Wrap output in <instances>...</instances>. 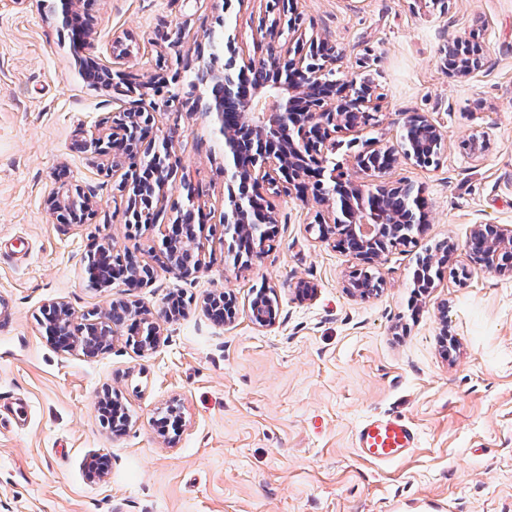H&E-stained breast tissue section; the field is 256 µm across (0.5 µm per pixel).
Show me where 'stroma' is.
Instances as JSON below:
<instances>
[{
  "label": "stroma",
  "instance_id": "obj_1",
  "mask_svg": "<svg viewBox=\"0 0 512 512\" xmlns=\"http://www.w3.org/2000/svg\"><path fill=\"white\" fill-rule=\"evenodd\" d=\"M270 2L79 0L80 48L61 0H0V512H512V272L471 267L464 249L474 225L512 226V0H448L444 12L431 0H294L306 37L335 45L336 80L372 74L380 96L377 124L337 134L330 163L373 187L355 157L395 143L403 112L428 115L447 141L438 165L401 161L385 176L420 190L429 222L417 245L378 264V296L346 293L354 261L310 231L322 211L312 197L270 195L272 240L250 267L227 265L215 114L154 115L180 160L175 181L191 183L215 226L189 276L160 267L158 230L135 234L119 177L75 146L116 108L111 87L83 79L87 64L143 92L171 77L186 90L212 31L265 57ZM159 28L172 34L161 47ZM465 38L481 44L484 66L446 69L441 49ZM478 131L488 144L472 155L462 143ZM63 183L96 201L92 223L58 222L51 197ZM102 239L154 266L152 281L88 288L84 259ZM443 239L468 277L416 296L419 249ZM301 280L313 298L297 295ZM264 286L278 295L270 328L249 316ZM218 289L237 298L232 324L201 307ZM111 296L157 316L172 299L186 306L153 353L118 336L103 356L65 354L38 325L48 301L80 315ZM107 388L132 418L118 432L101 421ZM172 403L179 423L160 429ZM389 414L416 427L417 448L393 464L364 461L355 427Z\"/></svg>",
  "mask_w": 512,
  "mask_h": 512
}]
</instances>
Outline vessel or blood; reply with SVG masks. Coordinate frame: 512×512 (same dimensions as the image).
<instances>
[{
    "label": "vessel or blood",
    "instance_id": "obj_1",
    "mask_svg": "<svg viewBox=\"0 0 512 512\" xmlns=\"http://www.w3.org/2000/svg\"><path fill=\"white\" fill-rule=\"evenodd\" d=\"M417 429L398 416H371L354 431V447L365 460L377 464L400 461L417 446Z\"/></svg>",
    "mask_w": 512,
    "mask_h": 512
}]
</instances>
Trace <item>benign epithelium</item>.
Returning <instances> with one entry per match:
<instances>
[{"mask_svg":"<svg viewBox=\"0 0 512 512\" xmlns=\"http://www.w3.org/2000/svg\"><path fill=\"white\" fill-rule=\"evenodd\" d=\"M293 0H280L278 17L263 29V38L276 41L284 34L298 32ZM229 53L226 69H236V78L246 81L250 72L265 67L281 77L272 85L251 89L242 100L236 121L224 122V102L210 95L194 99L187 105L181 93L155 89V97L139 99L134 108L112 113V124L98 127L82 140L86 153L98 160L124 159L133 172L124 174L119 188L130 193V224L136 231L158 226L159 216L170 189V180L179 159L172 152L169 139L158 135L153 112L164 108L172 112H216L218 133L224 140L225 197L224 237L229 240L227 257L235 267H247L259 257L270 238V225L276 223L273 207L266 204L262 189L304 196L309 188L325 206V214L310 225L322 241L355 242L348 253L357 261L345 281V290L353 295H376L385 286L374 269L382 255L392 249L418 242L427 221L426 205L413 188L383 182L374 189H364L346 172L327 170V153L336 147V133H358L377 119L379 109L373 80L337 82L327 79L336 62L335 49L324 39H315L308 53L293 55L287 50L262 59L241 54L232 41L224 43ZM447 60L461 62L465 71L481 68L485 56L479 48H465L458 40L441 50ZM102 82L112 84L116 94L135 93L124 75L105 70ZM398 150L377 146L355 157L356 165L382 178L397 161V155L416 166L439 161L445 150L441 130L419 112H405L399 127ZM393 193L410 195L406 214L387 209L385 201ZM54 203L64 208L72 224H85L95 213L92 197L78 188L62 186ZM179 215L161 225L160 255L167 268L189 276L202 266L201 237L206 227L201 208L193 198L174 204ZM473 261L487 271L500 268L504 256L512 258V227L477 224L467 241ZM455 243L429 244L417 256L419 271L426 274L427 287L447 272L448 255ZM87 286L95 291H111L116 280L136 288L152 278V270L130 249H116L103 241L86 259ZM207 315L229 324L235 319L232 293L220 291L204 299ZM252 321L260 327L277 322L278 304L275 290L263 288L251 301ZM45 333L64 353L82 352L94 357L108 352L114 336L128 330L127 343L140 351L153 353L161 344L159 320L147 310L126 299H112L101 308L77 316L62 301H51L43 309ZM112 402V420L127 424L129 418L120 394L106 390Z\"/></svg>","mask_w":512,"mask_h":512,"instance_id":"obj_1","label":"benign epithelium"}]
</instances>
